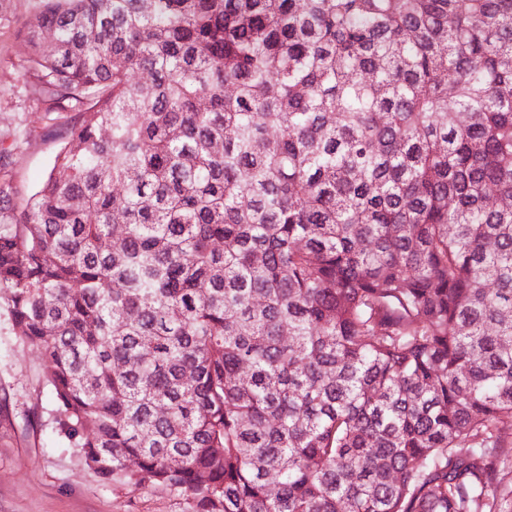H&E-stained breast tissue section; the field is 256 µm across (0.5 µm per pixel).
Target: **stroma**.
I'll list each match as a JSON object with an SVG mask.
<instances>
[{"label":"stroma","mask_w":512,"mask_h":512,"mask_svg":"<svg viewBox=\"0 0 512 512\" xmlns=\"http://www.w3.org/2000/svg\"><path fill=\"white\" fill-rule=\"evenodd\" d=\"M40 0H0V181L19 194L50 171L74 113H54L31 69L26 24ZM39 351L20 344L0 310V512H192L185 496L104 484L69 448L54 420Z\"/></svg>","instance_id":"1"}]
</instances>
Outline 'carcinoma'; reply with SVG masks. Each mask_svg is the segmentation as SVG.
I'll use <instances>...</instances> for the list:
<instances>
[{
	"label": "carcinoma",
	"instance_id": "cac0c4a2",
	"mask_svg": "<svg viewBox=\"0 0 512 512\" xmlns=\"http://www.w3.org/2000/svg\"><path fill=\"white\" fill-rule=\"evenodd\" d=\"M42 2L78 119L0 184V309L81 461L194 512H512V0Z\"/></svg>",
	"mask_w": 512,
	"mask_h": 512
}]
</instances>
